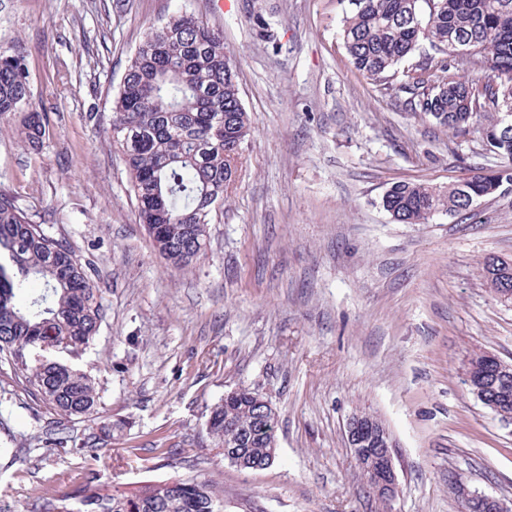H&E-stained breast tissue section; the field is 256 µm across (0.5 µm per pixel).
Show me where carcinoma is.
I'll list each match as a JSON object with an SVG mask.
<instances>
[{
  "label": "carcinoma",
  "instance_id": "carcinoma-1",
  "mask_svg": "<svg viewBox=\"0 0 512 512\" xmlns=\"http://www.w3.org/2000/svg\"><path fill=\"white\" fill-rule=\"evenodd\" d=\"M342 40L356 71L386 85L420 42L432 48L466 41L483 80L455 79L443 60L429 70L417 61L402 86L408 106L439 125L464 132L483 125L490 148L502 159L446 187L395 182L382 197L402 224H426L437 213L469 210L499 182H512V133L495 131L496 110L512 107V0H345ZM112 141L122 156L139 223L157 227L155 247L169 265L189 270L205 256L209 225L236 181L251 123L239 96L236 63L223 35L199 16L180 10L152 25L130 59L112 98ZM15 135L28 150L50 139V123L32 102L20 54L0 52V133ZM485 278L498 297L510 294L512 262L490 259ZM91 264L51 235L0 191V367L35 401L63 419H99L92 376L68 360L80 357L96 336L103 309L91 283ZM263 395L243 388L230 403L210 407L206 432L214 447L228 443L258 465L275 451L261 428ZM492 411L512 414V375L478 395ZM100 419L77 439L56 422L45 431L46 451L73 455L112 438ZM220 495L196 476L149 480L132 493L99 483L93 468L72 492L44 501L42 512H216Z\"/></svg>",
  "mask_w": 512,
  "mask_h": 512
}]
</instances>
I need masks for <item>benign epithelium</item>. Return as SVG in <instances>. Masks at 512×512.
Masks as SVG:
<instances>
[{
  "label": "benign epithelium",
  "instance_id": "benign-epithelium-1",
  "mask_svg": "<svg viewBox=\"0 0 512 512\" xmlns=\"http://www.w3.org/2000/svg\"><path fill=\"white\" fill-rule=\"evenodd\" d=\"M347 441L360 470L376 494L383 499H394L397 494V477L389 432L369 415L359 413L348 421Z\"/></svg>",
  "mask_w": 512,
  "mask_h": 512
}]
</instances>
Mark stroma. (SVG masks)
Listing matches in <instances>:
<instances>
[{"mask_svg": "<svg viewBox=\"0 0 512 512\" xmlns=\"http://www.w3.org/2000/svg\"><path fill=\"white\" fill-rule=\"evenodd\" d=\"M179 9L222 32L254 130L187 272L139 223L109 133L129 59ZM341 19L339 0H0V51L23 55L54 131L37 152L0 134V190L91 263L103 320L73 365L123 425L107 449L42 460L53 416L1 373L0 512H40L90 462L125 489L200 474L223 486V512H462L460 483L512 501V424L466 381L474 354L512 364V301L483 273L512 261V184L456 216L394 221L392 183L444 186L501 160L479 126L456 135L359 75ZM244 386L278 416L263 470L225 461L205 430ZM359 412L393 437L392 501L349 448Z\"/></svg>", "mask_w": 512, "mask_h": 512, "instance_id": "stroma-1", "label": "stroma"}]
</instances>
